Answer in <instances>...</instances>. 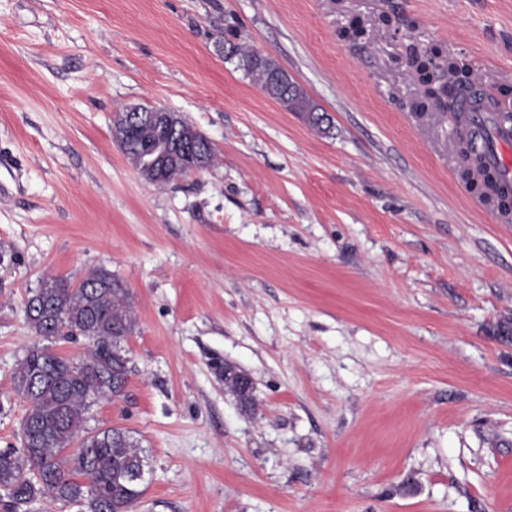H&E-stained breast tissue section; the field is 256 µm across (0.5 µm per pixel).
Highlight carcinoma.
<instances>
[{"label": "carcinoma", "instance_id": "1", "mask_svg": "<svg viewBox=\"0 0 512 512\" xmlns=\"http://www.w3.org/2000/svg\"><path fill=\"white\" fill-rule=\"evenodd\" d=\"M231 58L260 90L290 112L306 115L308 124L322 134L332 126L304 91L272 59L236 48ZM410 63L417 70L426 93L441 114H452L466 127L458 96L469 92L474 109L490 112L501 124L512 123L503 112L470 88L467 70L441 58L439 51H414ZM461 152L465 175L481 174L483 185L499 191L498 175L484 162L468 133ZM164 140L143 129H129L121 149L138 170ZM194 160L176 164L151 179L164 184L192 170L195 160L211 164L213 149L198 144ZM26 323L40 343L19 361L13 391L27 409L20 424L19 445L0 448V504L5 512H29L47 499L81 507V512H136L147 481L134 482L137 471L150 473L148 458L132 431L120 426L88 427L90 407L98 398H119L134 371L128 339L136 333L137 318L132 294L112 271L91 268L78 284L48 273L31 289L24 303ZM88 341L83 358L74 362L59 355L53 345L64 339ZM229 391L242 408L255 409L254 399L237 387L238 369L225 365Z\"/></svg>", "mask_w": 512, "mask_h": 512}]
</instances>
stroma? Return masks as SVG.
Masks as SVG:
<instances>
[{"mask_svg":"<svg viewBox=\"0 0 512 512\" xmlns=\"http://www.w3.org/2000/svg\"><path fill=\"white\" fill-rule=\"evenodd\" d=\"M413 45L512 106V0H0V448L29 289L103 266L133 294L135 370L92 423L146 449L137 512H512V224L453 120L415 110ZM131 104L181 115L213 164L146 182L112 137ZM235 58H237L238 68L243 70L246 76L251 77L268 98L279 103L287 111L305 114L308 124L318 132L322 134L331 132L332 126L326 114L318 112L317 105L272 59L251 51H244L239 46H236L235 53L229 59ZM226 373H227V378L229 379V381H231V384L228 385L229 391L233 395H235V397L241 404L242 408L246 412L253 411L255 409V401L249 394L244 392V391H246V392L253 393V391H254L253 382H252L253 379L251 378V376L248 373L241 371L238 380H239V386L244 390V391H242L241 389H239L237 387V383H236V380L238 377V369L233 365L226 364L225 370H224L225 377H226Z\"/></svg>","mask_w":512,"mask_h":512,"instance_id":"35a3bbf8","label":"stroma"}]
</instances>
